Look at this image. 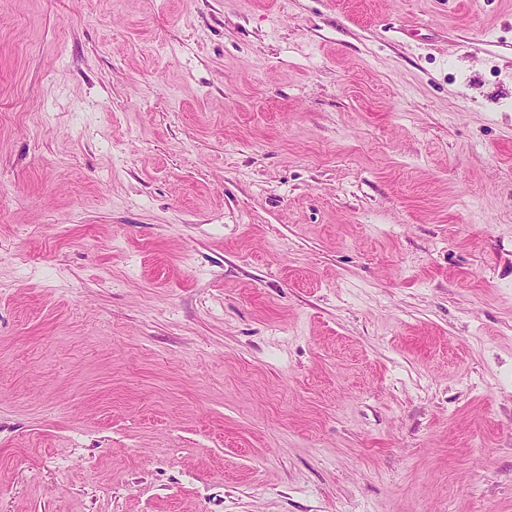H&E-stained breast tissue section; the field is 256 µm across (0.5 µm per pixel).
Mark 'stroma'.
<instances>
[{"label":"stroma","instance_id":"1","mask_svg":"<svg viewBox=\"0 0 512 512\" xmlns=\"http://www.w3.org/2000/svg\"><path fill=\"white\" fill-rule=\"evenodd\" d=\"M0 512H512V0H0Z\"/></svg>","mask_w":512,"mask_h":512}]
</instances>
